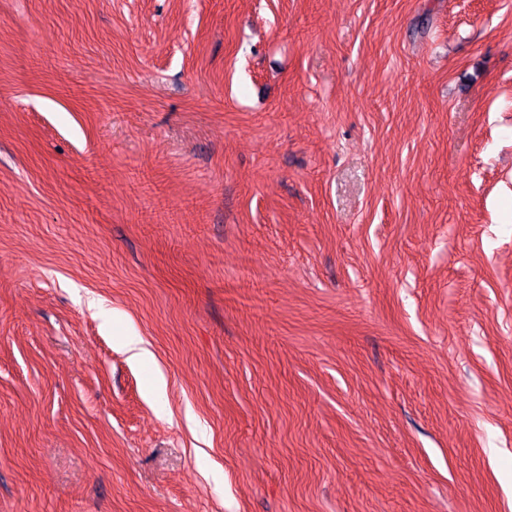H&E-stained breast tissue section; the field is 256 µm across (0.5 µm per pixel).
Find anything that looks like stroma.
<instances>
[{
    "label": "stroma",
    "mask_w": 512,
    "mask_h": 512,
    "mask_svg": "<svg viewBox=\"0 0 512 512\" xmlns=\"http://www.w3.org/2000/svg\"><path fill=\"white\" fill-rule=\"evenodd\" d=\"M0 512H512V0H0Z\"/></svg>",
    "instance_id": "35a3bbf8"
}]
</instances>
